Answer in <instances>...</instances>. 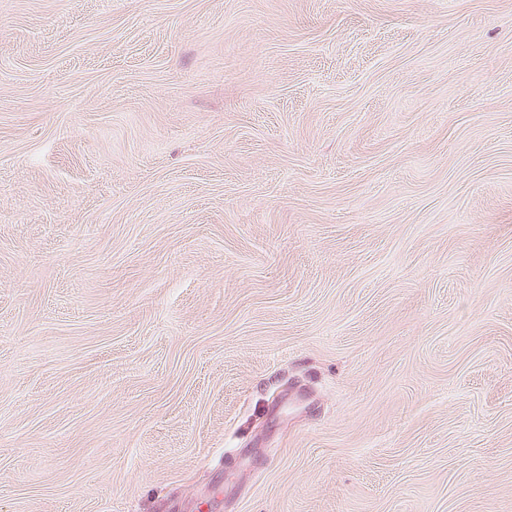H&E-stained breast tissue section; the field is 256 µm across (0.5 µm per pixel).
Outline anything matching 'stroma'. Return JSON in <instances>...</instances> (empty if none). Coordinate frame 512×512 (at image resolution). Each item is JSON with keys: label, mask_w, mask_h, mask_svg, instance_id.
Listing matches in <instances>:
<instances>
[{"label": "stroma", "mask_w": 512, "mask_h": 512, "mask_svg": "<svg viewBox=\"0 0 512 512\" xmlns=\"http://www.w3.org/2000/svg\"><path fill=\"white\" fill-rule=\"evenodd\" d=\"M0 512H512V0H0Z\"/></svg>", "instance_id": "obj_1"}]
</instances>
